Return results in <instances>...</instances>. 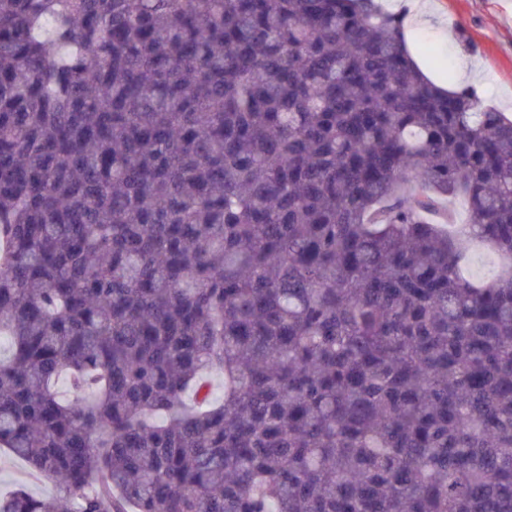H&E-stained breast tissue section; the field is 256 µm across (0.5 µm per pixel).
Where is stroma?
Returning <instances> with one entry per match:
<instances>
[{
  "instance_id": "stroma-1",
  "label": "stroma",
  "mask_w": 512,
  "mask_h": 512,
  "mask_svg": "<svg viewBox=\"0 0 512 512\" xmlns=\"http://www.w3.org/2000/svg\"><path fill=\"white\" fill-rule=\"evenodd\" d=\"M433 14L414 36V52L437 82L458 60L472 63L473 87L512 114V0H431Z\"/></svg>"
}]
</instances>
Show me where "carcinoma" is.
I'll use <instances>...</instances> for the list:
<instances>
[{
    "label": "carcinoma",
    "instance_id": "cac0c4a2",
    "mask_svg": "<svg viewBox=\"0 0 512 512\" xmlns=\"http://www.w3.org/2000/svg\"><path fill=\"white\" fill-rule=\"evenodd\" d=\"M403 24L0 0V512H512V120ZM17 484H25L33 492L48 496L55 493L52 483L39 481L28 474L26 464L12 456L0 453V492L13 489Z\"/></svg>",
    "mask_w": 512,
    "mask_h": 512
}]
</instances>
